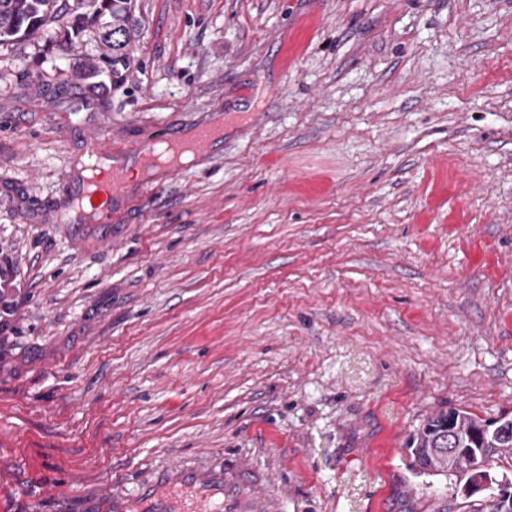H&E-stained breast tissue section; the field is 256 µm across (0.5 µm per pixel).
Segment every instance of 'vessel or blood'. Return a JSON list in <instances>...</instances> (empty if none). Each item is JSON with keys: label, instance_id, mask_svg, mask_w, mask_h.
Returning <instances> with one entry per match:
<instances>
[{"label": "vessel or blood", "instance_id": "vessel-or-blood-1", "mask_svg": "<svg viewBox=\"0 0 512 512\" xmlns=\"http://www.w3.org/2000/svg\"><path fill=\"white\" fill-rule=\"evenodd\" d=\"M91 141L94 150L87 166L89 174L83 179L82 200L75 203L68 217L108 224L115 204L126 195L127 167L123 152L112 144L109 129L93 132ZM150 484L157 489L153 502L118 501L115 512H223V502L214 501L212 493L213 487L223 486V473L208 469L188 473L176 466L155 474Z\"/></svg>", "mask_w": 512, "mask_h": 512}]
</instances>
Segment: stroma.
Returning a JSON list of instances; mask_svg holds the SVG:
<instances>
[{
  "label": "stroma",
  "mask_w": 512,
  "mask_h": 512,
  "mask_svg": "<svg viewBox=\"0 0 512 512\" xmlns=\"http://www.w3.org/2000/svg\"><path fill=\"white\" fill-rule=\"evenodd\" d=\"M71 18L0 45V512H113L172 465L224 512H400L443 410L512 418V0H135L105 99ZM224 122L59 223L85 138Z\"/></svg>",
  "instance_id": "obj_1"
}]
</instances>
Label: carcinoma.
<instances>
[{
  "mask_svg": "<svg viewBox=\"0 0 512 512\" xmlns=\"http://www.w3.org/2000/svg\"><path fill=\"white\" fill-rule=\"evenodd\" d=\"M131 0H0V44L26 41L31 35L56 18L72 13L84 24H101L104 29L105 51L89 62L87 73L109 71L118 78L128 70L134 59L128 53L127 23ZM453 418L455 447L462 452L448 456L435 449L447 447L448 418ZM484 429L481 444L471 438V431ZM479 447L490 467L506 466L512 469V428L498 430L492 420L482 419L466 409L442 411L427 418L408 443L413 458L411 466L429 476L473 477L476 456L468 449ZM403 496L409 503L406 512H450L445 501L424 496L407 487Z\"/></svg>",
  "mask_w": 512,
  "mask_h": 512,
  "instance_id": "obj_1",
  "label": "carcinoma"
}]
</instances>
